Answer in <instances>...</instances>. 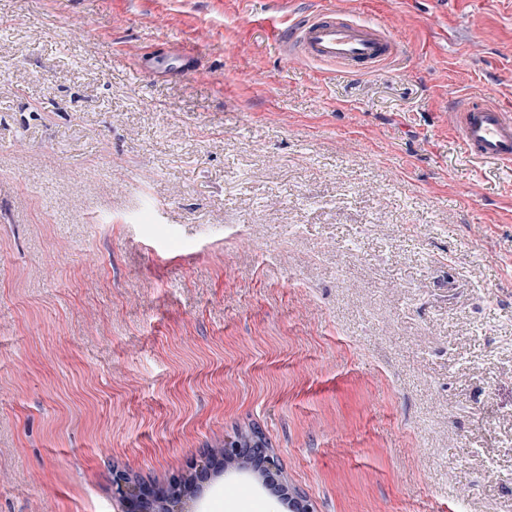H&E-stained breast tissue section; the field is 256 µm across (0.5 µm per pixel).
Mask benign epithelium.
Wrapping results in <instances>:
<instances>
[{
  "label": "benign epithelium",
  "instance_id": "obj_1",
  "mask_svg": "<svg viewBox=\"0 0 512 512\" xmlns=\"http://www.w3.org/2000/svg\"><path fill=\"white\" fill-rule=\"evenodd\" d=\"M225 462L237 463V468L247 470L251 467L261 472L266 480L281 475L277 456L266 446L253 448H227L224 452ZM212 460L210 455L193 459L186 472L173 478L162 486H148L131 476L127 471L114 468L112 472L113 494L122 505L121 512H184L183 500L178 489L184 480H205L208 477Z\"/></svg>",
  "mask_w": 512,
  "mask_h": 512
}]
</instances>
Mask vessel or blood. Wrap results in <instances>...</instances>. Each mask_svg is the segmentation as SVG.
Returning a JSON list of instances; mask_svg holds the SVG:
<instances>
[{
    "instance_id": "b4317fda",
    "label": "vessel or blood",
    "mask_w": 512,
    "mask_h": 512,
    "mask_svg": "<svg viewBox=\"0 0 512 512\" xmlns=\"http://www.w3.org/2000/svg\"><path fill=\"white\" fill-rule=\"evenodd\" d=\"M284 61H310L337 66L353 73L372 74L389 63L399 46L382 26L341 9L316 10L289 22L279 36ZM141 69L152 76L168 75L167 61L196 71L194 54L187 49L154 53L133 51ZM455 123L469 156L487 163L512 165V111L485 96L456 98Z\"/></svg>"
}]
</instances>
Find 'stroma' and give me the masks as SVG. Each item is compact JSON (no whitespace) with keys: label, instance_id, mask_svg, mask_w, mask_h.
<instances>
[{"label":"stroma","instance_id":"35a3bbf8","mask_svg":"<svg viewBox=\"0 0 512 512\" xmlns=\"http://www.w3.org/2000/svg\"><path fill=\"white\" fill-rule=\"evenodd\" d=\"M340 7L401 46L284 63ZM193 51L149 77L136 46ZM512 0H0V512H118L259 427L315 512H512ZM287 512L212 474L187 512ZM455 123L469 156L512 165V113L486 96L455 99Z\"/></svg>","mask_w":512,"mask_h":512}]
</instances>
